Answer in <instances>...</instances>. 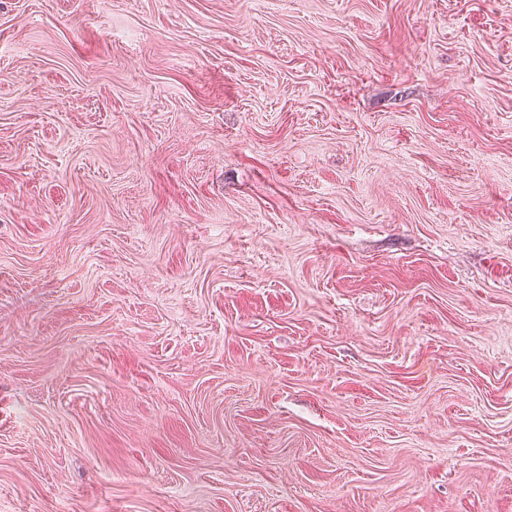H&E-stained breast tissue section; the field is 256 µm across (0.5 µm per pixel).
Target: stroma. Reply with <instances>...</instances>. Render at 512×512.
<instances>
[{"instance_id":"35a3bbf8","label":"stroma","mask_w":512,"mask_h":512,"mask_svg":"<svg viewBox=\"0 0 512 512\" xmlns=\"http://www.w3.org/2000/svg\"><path fill=\"white\" fill-rule=\"evenodd\" d=\"M0 512H512V0H0Z\"/></svg>"}]
</instances>
